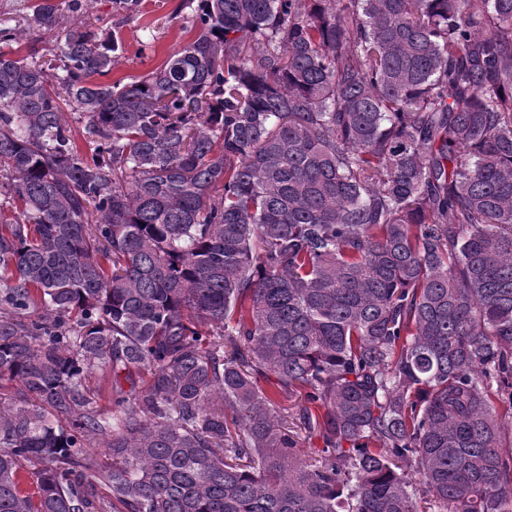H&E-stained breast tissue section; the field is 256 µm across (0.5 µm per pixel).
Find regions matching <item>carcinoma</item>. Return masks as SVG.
Masks as SVG:
<instances>
[{"mask_svg":"<svg viewBox=\"0 0 512 512\" xmlns=\"http://www.w3.org/2000/svg\"><path fill=\"white\" fill-rule=\"evenodd\" d=\"M187 5L0 26V512H512V0ZM16 1L19 0H0V23L6 26L16 25L18 29L22 30L19 44L14 45L16 57L26 58L34 51L38 55L49 53L77 22L71 18H65L58 29L50 34L36 28L30 29L27 22L22 20V15L15 10ZM113 0H88L87 21L104 30L112 31L121 39L124 54L112 66L106 76H95V81L113 82L123 79L124 83L139 79L146 73L159 68L169 54L177 52L193 40L195 30L188 22L192 10L185 8L173 18L180 0H141L138 16L119 27L115 21L121 16L115 11ZM154 36L152 51L141 53V41Z\"/></svg>","mask_w":512,"mask_h":512,"instance_id":"cac0c4a2","label":"carcinoma"}]
</instances>
